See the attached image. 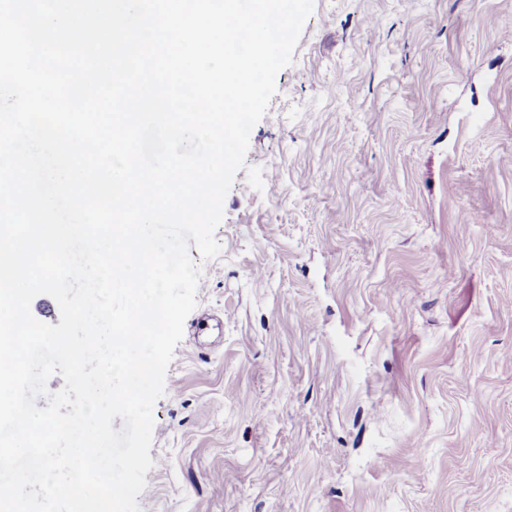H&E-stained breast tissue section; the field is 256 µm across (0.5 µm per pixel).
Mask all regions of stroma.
<instances>
[{"label":"stroma","mask_w":512,"mask_h":512,"mask_svg":"<svg viewBox=\"0 0 512 512\" xmlns=\"http://www.w3.org/2000/svg\"><path fill=\"white\" fill-rule=\"evenodd\" d=\"M379 19L370 28V19ZM512 0H314L154 407L151 512H512Z\"/></svg>","instance_id":"1"}]
</instances>
